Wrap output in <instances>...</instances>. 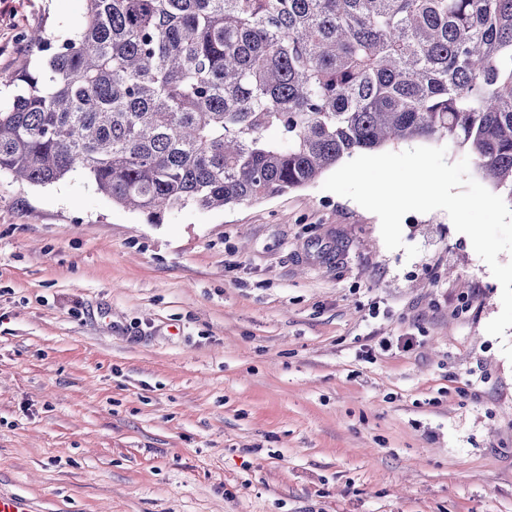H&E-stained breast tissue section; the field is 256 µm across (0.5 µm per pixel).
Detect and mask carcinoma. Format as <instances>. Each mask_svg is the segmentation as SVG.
<instances>
[{"mask_svg":"<svg viewBox=\"0 0 512 512\" xmlns=\"http://www.w3.org/2000/svg\"><path fill=\"white\" fill-rule=\"evenodd\" d=\"M15 78L0 172L161 224L442 139L512 202V0H86ZM420 146H426V147H446L447 148V159H446V162L448 164H451L453 162H457L460 159H462L463 157H468L464 152H461V151H459V150H457L455 148L448 147V142L445 141V140H442V141H437V140H418V141H413V142H410V143H399V144H395V145L385 146L383 148H380V149H377V150H374V151L360 152V153H357V154L353 155V157L356 158V157H358L360 155H375V154H380V153H384V152H399V151H403V150L411 149V148H415V147H420Z\"/></svg>","mask_w":512,"mask_h":512,"instance_id":"cac0c4a2","label":"carcinoma"}]
</instances>
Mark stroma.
<instances>
[{"label": "stroma", "mask_w": 512, "mask_h": 512, "mask_svg": "<svg viewBox=\"0 0 512 512\" xmlns=\"http://www.w3.org/2000/svg\"><path fill=\"white\" fill-rule=\"evenodd\" d=\"M86 0H0L9 76ZM321 182L161 224L0 175V493L31 512H512V327L441 210ZM419 249L408 257L406 246Z\"/></svg>", "instance_id": "35a3bbf8"}]
</instances>
